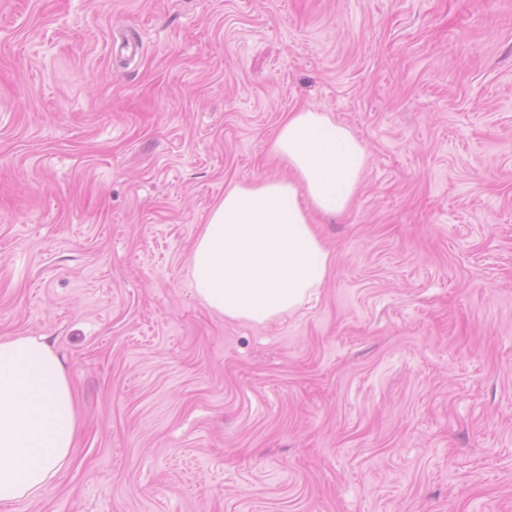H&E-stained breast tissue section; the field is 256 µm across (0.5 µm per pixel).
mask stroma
I'll list each match as a JSON object with an SVG mask.
<instances>
[{
  "label": "stroma",
  "instance_id": "35a3bbf8",
  "mask_svg": "<svg viewBox=\"0 0 512 512\" xmlns=\"http://www.w3.org/2000/svg\"><path fill=\"white\" fill-rule=\"evenodd\" d=\"M314 106L368 157L265 326L193 296L232 182ZM71 460L0 512H512V0H0V337Z\"/></svg>",
  "mask_w": 512,
  "mask_h": 512
}]
</instances>
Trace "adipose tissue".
Returning <instances> with one entry per match:
<instances>
[{
  "label": "adipose tissue",
  "mask_w": 512,
  "mask_h": 512,
  "mask_svg": "<svg viewBox=\"0 0 512 512\" xmlns=\"http://www.w3.org/2000/svg\"><path fill=\"white\" fill-rule=\"evenodd\" d=\"M271 152L287 178L225 188L191 252L196 297L228 321L266 325L311 300L331 270L311 216L349 211L367 168L361 142L315 107L289 112ZM77 431L74 391L45 338H0V505L41 497Z\"/></svg>",
  "instance_id": "ef3b65f1"
}]
</instances>
